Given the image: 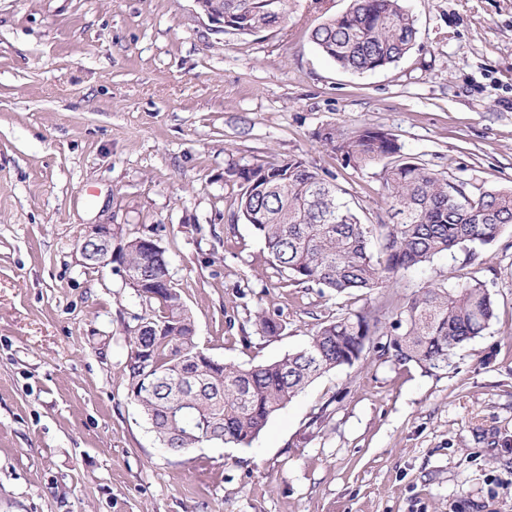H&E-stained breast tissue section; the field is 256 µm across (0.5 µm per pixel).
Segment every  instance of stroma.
<instances>
[{
	"label": "stroma",
	"mask_w": 512,
	"mask_h": 512,
	"mask_svg": "<svg viewBox=\"0 0 512 512\" xmlns=\"http://www.w3.org/2000/svg\"><path fill=\"white\" fill-rule=\"evenodd\" d=\"M351 0H293L242 35L195 0H0V512H512V225L396 285L295 283L238 216L231 170L299 157L387 221L382 167L316 134L379 127L468 190L512 189V0H405L418 30L391 67L351 73L311 40ZM90 224L167 251L195 338L243 367L302 349L318 323L382 326L430 285H486L496 317L433 374L374 337L246 447H161L123 371L155 305L119 264L89 268ZM277 322L261 334L258 312Z\"/></svg>",
	"instance_id": "35a3bbf8"
}]
</instances>
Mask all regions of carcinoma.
<instances>
[{
    "instance_id": "carcinoma-1",
    "label": "carcinoma",
    "mask_w": 512,
    "mask_h": 512,
    "mask_svg": "<svg viewBox=\"0 0 512 512\" xmlns=\"http://www.w3.org/2000/svg\"><path fill=\"white\" fill-rule=\"evenodd\" d=\"M290 2L203 0L201 8L224 14L228 28L251 34L284 25ZM416 37L404 0H351L349 10L327 15L311 32L325 57L359 73L398 62ZM317 138L347 165L383 164L386 203L397 221L362 223L343 201L341 189L300 158L230 172L245 181L238 198L240 218L264 240L272 264L298 284L338 295L386 288L414 266L491 244L512 224V190L469 195L463 185L406 156L385 129L350 134L330 129L317 132ZM259 176L264 190L248 192L246 182ZM122 260L130 270L147 265L138 239L128 240ZM153 302L152 325L163 335L149 336L131 326L127 336L128 346L149 348L152 373L144 380L137 367L128 365L124 373L128 385L137 388L130 399L160 444L172 449L251 444L275 412L322 374L353 365L380 331L379 320L368 312L337 316L320 323L301 350L242 368L212 356L200 358L203 348L196 340L183 341L195 323L179 290ZM493 318V299L480 280L467 277L453 289L429 286L390 323L382 350L402 365L443 371L453 351L481 335ZM190 367L202 386L175 391Z\"/></svg>"
}]
</instances>
